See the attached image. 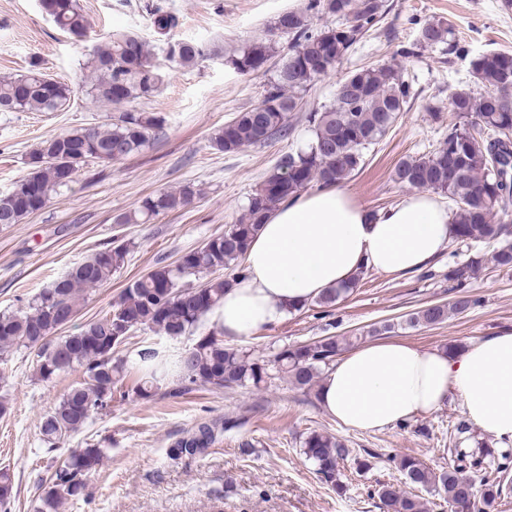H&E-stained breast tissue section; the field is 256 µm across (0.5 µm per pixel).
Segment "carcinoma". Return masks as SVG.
Returning <instances> with one entry per match:
<instances>
[{"mask_svg": "<svg viewBox=\"0 0 512 512\" xmlns=\"http://www.w3.org/2000/svg\"><path fill=\"white\" fill-rule=\"evenodd\" d=\"M43 12L70 38L87 37L89 25L79 0H39ZM152 25L159 40L173 49L166 60L178 68L193 67L212 54L205 44L173 41L171 32L179 16L159 5H150ZM385 0H307L302 11L285 12L287 35L292 45L283 58L262 101L237 113L210 139L211 147L234 153L247 146H262L277 137L291 135L292 115L301 109L300 93L333 71L384 17ZM343 17L345 21L317 27L313 19ZM419 43L430 48L445 46L448 54L468 61L473 82L484 93L470 89L452 96V111L462 118L448 128L436 148L420 156L400 160L395 181L410 189H423L448 198L453 205L455 239L465 244L492 247L489 261L512 268V230L501 221L512 205V53L473 54L456 39L452 26L442 20L424 25ZM273 44L256 40L225 65L241 74L263 68L273 55ZM160 67L149 45L139 36L117 31L97 46L83 64L81 91L106 111H115L110 122L72 128L42 140L29 155V172L13 189L0 196V224H20L43 210L52 195L69 188L78 172L91 163L110 164L138 154L163 130L161 117L137 108L159 90ZM413 95L412 83L393 66H363L340 84L328 104L306 113L312 132L309 142L284 156L253 192L247 208L224 232L184 252L175 265H156L123 289L112 309L75 333L58 335L77 315L80 304L122 269L129 254L124 244L101 249L75 264L53 285L22 307L0 313V358L22 349H38L33 377L48 382L61 373L79 371L83 381L70 387L43 417L41 442L49 455L50 475L39 481L38 495L30 500V512H60L69 502L86 496L89 477L108 459L110 449L93 440L69 452L59 444L84 431L112 408L113 388L124 377L123 362L113 361L119 348L138 329L177 337L193 332L224 298V289L243 277L249 242L261 224L283 201L317 186L340 184L363 167L367 151L377 145L396 122ZM71 84L43 73L34 62L25 74L0 80V112H67L75 102ZM201 190L186 183L176 190L146 197L140 206L117 219L119 224H138L190 204ZM477 257L448 268V282L455 292L450 304H431L406 319L410 328L445 322L451 315L470 310L475 300L465 291L482 268ZM222 277H213L218 271ZM353 292L336 288L322 293L314 304L331 307ZM342 350L335 336L287 345L270 363L300 389L311 390L323 367ZM142 377L136 394L149 399L158 383L172 378L178 395L193 384L231 388L266 382L267 368L247 352L214 336H202L195 345L175 356L168 372L160 352L145 345L137 351ZM224 429L202 423L175 442L169 457L179 460L205 453ZM303 454L313 462L320 480L340 492L344 489L341 464L350 450L343 441L312 432L303 442ZM494 452L459 451L458 464L437 472L411 455L394 454L389 463L401 482L382 483L375 495L384 512H426L423 490L440 498L452 512H474L476 495L486 503L504 500L512 493V456ZM471 469L483 473L481 489L465 475ZM14 472L0 467V512H11Z\"/></svg>", "mask_w": 512, "mask_h": 512, "instance_id": "carcinoma-1", "label": "carcinoma"}]
</instances>
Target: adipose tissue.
<instances>
[{
  "label": "adipose tissue",
  "instance_id": "1",
  "mask_svg": "<svg viewBox=\"0 0 512 512\" xmlns=\"http://www.w3.org/2000/svg\"><path fill=\"white\" fill-rule=\"evenodd\" d=\"M454 215L427 191L373 214L336 185L304 192L270 214L246 251V276L224 293L215 319L225 335L254 336L290 307L349 284L363 268L420 270L454 239ZM457 396L468 421L512 445V332L451 356L375 342L343 354L319 390L343 425L374 431L427 414Z\"/></svg>",
  "mask_w": 512,
  "mask_h": 512
}]
</instances>
